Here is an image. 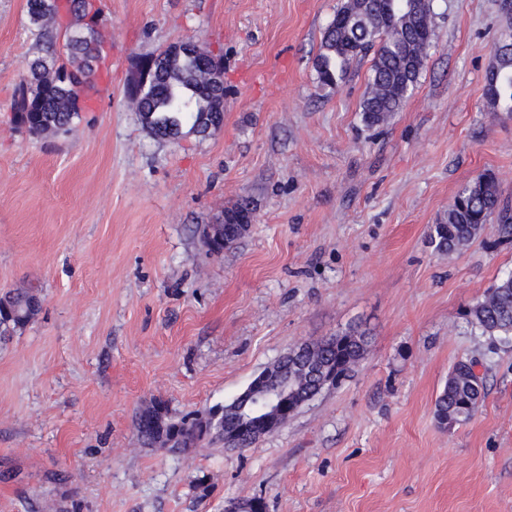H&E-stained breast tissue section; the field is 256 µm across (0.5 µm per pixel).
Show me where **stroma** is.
<instances>
[{"mask_svg":"<svg viewBox=\"0 0 512 512\" xmlns=\"http://www.w3.org/2000/svg\"><path fill=\"white\" fill-rule=\"evenodd\" d=\"M95 2L99 92L68 132L36 135L11 104L42 50L26 0H0V295L41 304L0 335V512H512V340L465 317L512 271V242H429L483 173L512 210V114L485 95L505 0H433L420 81L374 128L359 112L371 55L316 81L344 0ZM188 39L224 67V122L160 140L127 84ZM243 197L250 231L210 254L203 226ZM351 326L369 341L351 377L249 447L141 440L151 403L207 416ZM462 359L485 396L448 431L434 405Z\"/></svg>","mask_w":512,"mask_h":512,"instance_id":"1","label":"stroma"}]
</instances>
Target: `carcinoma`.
Segmentation results:
<instances>
[{"label":"carcinoma","mask_w":512,"mask_h":512,"mask_svg":"<svg viewBox=\"0 0 512 512\" xmlns=\"http://www.w3.org/2000/svg\"><path fill=\"white\" fill-rule=\"evenodd\" d=\"M82 19L85 0H27L30 23L47 48L55 45L56 20L60 9ZM432 0H346L323 33L315 63L316 79L333 86L346 74L358 56L374 51L369 88L360 104L362 121L379 127L399 111L417 86L433 46ZM64 50L70 62L35 60L29 76L20 84L13 102L14 121L34 134L54 133L69 127L81 112V99L95 88L101 60L103 34L93 26L71 29ZM496 66L486 81L490 104L512 112V51L495 54ZM150 58L132 78L129 97L151 134L178 138L184 132L203 135L224 121V85L207 76L198 58L181 55L165 59L155 67ZM494 224L500 239L512 241V214L499 208V184L494 174L485 173L462 187L448 212L433 225L430 240L439 252H453L479 237ZM39 309L27 290L0 297V324L21 328ZM467 322L482 335L512 337V271L502 276L482 298L466 311ZM366 336L349 328L336 336L310 343L307 360L326 370L349 373L364 357ZM471 361L457 362L448 382L435 401V418L443 429H454L472 419V406L485 392L482 376L470 369ZM160 403L142 411L136 428L150 444L185 450L195 446L204 434L195 419H183L158 432L151 419L159 418Z\"/></svg>","instance_id":"carcinoma-1"}]
</instances>
